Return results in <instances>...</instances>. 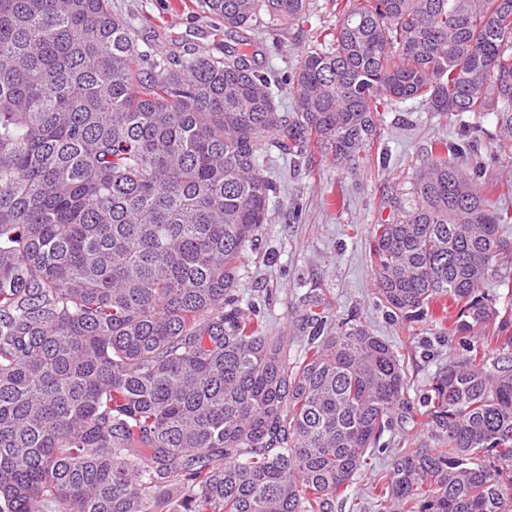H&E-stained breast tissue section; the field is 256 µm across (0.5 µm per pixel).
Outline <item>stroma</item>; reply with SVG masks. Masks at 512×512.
I'll return each mask as SVG.
<instances>
[{"mask_svg":"<svg viewBox=\"0 0 512 512\" xmlns=\"http://www.w3.org/2000/svg\"><path fill=\"white\" fill-rule=\"evenodd\" d=\"M299 27L286 36L261 35L260 67L283 72L298 65L305 51L336 26V0H313ZM139 31L145 49L168 50L161 34L182 36L201 47L215 38L212 20L200 17L196 0H112ZM479 124L476 141L463 137L460 123ZM460 123L427 111L416 102L400 103L379 113L380 135L369 158L355 167L337 164L333 154L310 141L304 155L290 161L259 157L261 173L276 186L269 201L271 219L246 247L237 287L243 299L260 306L271 334L288 339V356L298 359L308 335L302 319L310 300L333 320L350 319L387 339L405 357L411 401H418L435 373L462 349L453 337L457 307L451 297L430 303L426 317L407 326L376 299V268L371 261L373 228L387 219V195L402 188L431 153L455 149L476 183H496L512 209V155L493 156V116L466 113ZM387 452L375 453L372 470L359 472L346 496L336 498L329 512H352L369 506L375 474L386 470Z\"/></svg>","mask_w":512,"mask_h":512,"instance_id":"1","label":"stroma"}]
</instances>
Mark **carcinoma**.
Segmentation results:
<instances>
[{
	"instance_id": "1",
	"label": "carcinoma",
	"mask_w": 512,
	"mask_h": 512,
	"mask_svg": "<svg viewBox=\"0 0 512 512\" xmlns=\"http://www.w3.org/2000/svg\"><path fill=\"white\" fill-rule=\"evenodd\" d=\"M310 0H198L251 45ZM111 0H0V512H328L395 418L374 512H512V314L482 284L508 212L428 157L375 230L378 298L459 307L462 357L411 413L383 338L322 320L303 355L237 294L268 223L258 153H368L417 100L492 114L512 154V0H347L329 46L270 78L248 55L141 50ZM285 85L292 113L278 111Z\"/></svg>"
}]
</instances>
